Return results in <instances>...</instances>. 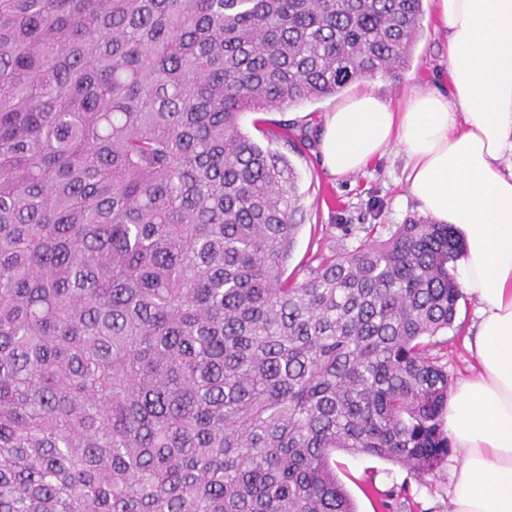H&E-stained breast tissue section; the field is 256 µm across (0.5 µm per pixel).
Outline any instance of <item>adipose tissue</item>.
I'll return each instance as SVG.
<instances>
[{
	"mask_svg": "<svg viewBox=\"0 0 512 512\" xmlns=\"http://www.w3.org/2000/svg\"><path fill=\"white\" fill-rule=\"evenodd\" d=\"M448 30L447 90L401 105L365 87L328 113L321 164L361 171L392 145L423 213L453 225L457 273L477 301L466 346L473 376L448 393L445 427L459 453L452 512H512V0H435Z\"/></svg>",
	"mask_w": 512,
	"mask_h": 512,
	"instance_id": "adipose-tissue-1",
	"label": "adipose tissue"
}]
</instances>
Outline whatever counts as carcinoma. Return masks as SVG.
<instances>
[{
  "instance_id": "carcinoma-1",
  "label": "carcinoma",
  "mask_w": 512,
  "mask_h": 512,
  "mask_svg": "<svg viewBox=\"0 0 512 512\" xmlns=\"http://www.w3.org/2000/svg\"><path fill=\"white\" fill-rule=\"evenodd\" d=\"M423 0H0V512H356L448 457L450 224L286 275L241 117L400 77Z\"/></svg>"
}]
</instances>
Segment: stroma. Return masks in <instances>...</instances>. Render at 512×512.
Instances as JSON below:
<instances>
[{"mask_svg": "<svg viewBox=\"0 0 512 512\" xmlns=\"http://www.w3.org/2000/svg\"><path fill=\"white\" fill-rule=\"evenodd\" d=\"M375 88L394 104L415 91H429L448 83L447 31L439 23L433 0H424L423 35L413 60L401 78L379 74ZM337 97L330 96L296 107L264 113V127H255V114H245L243 129L263 148L283 155L290 163L299 195L294 216L298 226L287 272L296 279L307 276L321 258L349 250L366 239L368 232L385 238L405 217L417 214L410 195L405 157L392 148L359 172L341 178L330 176L320 163L318 139L327 112ZM477 303L466 297L458 308L457 330L448 331L443 347L451 383L470 374V354L465 345L475 321ZM456 464L447 458L433 475L417 481L409 471L369 455H336V474L351 495L357 512H386L383 501L393 495L402 502L401 512H450L448 485Z\"/></svg>", "mask_w": 512, "mask_h": 512, "instance_id": "1", "label": "stroma"}]
</instances>
